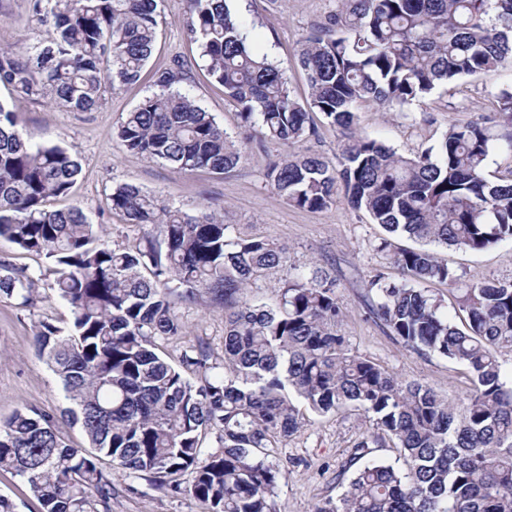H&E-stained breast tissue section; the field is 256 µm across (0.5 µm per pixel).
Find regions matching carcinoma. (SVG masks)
Listing matches in <instances>:
<instances>
[{
  "label": "carcinoma",
  "mask_w": 512,
  "mask_h": 512,
  "mask_svg": "<svg viewBox=\"0 0 512 512\" xmlns=\"http://www.w3.org/2000/svg\"><path fill=\"white\" fill-rule=\"evenodd\" d=\"M188 34L209 74L255 134L230 136L187 93L172 69L117 130L126 149L180 171L224 173L248 145L284 152L266 179L288 205L325 210L343 197L391 235L423 243L390 254L402 279L366 283L370 315L405 348L466 367L471 388L446 399L351 351L341 333L336 278L288 263V250L224 223V208L199 215L161 206L122 183L108 208L151 226L132 248L100 241L70 194L79 161L34 140L0 103V237L42 255L44 274L0 263V295L34 304L46 287L71 313L68 327L42 321L33 347L58 378L88 446L74 448L49 413L19 409L0 424V470L21 477L42 512H112L108 460L165 495L186 492L203 512H276L287 478L270 458L318 416L357 411L374 432L356 445L345 490L313 512H512V280L462 285L433 246L480 251L512 240V176L486 172L489 149L512 151V86L496 95L493 123L451 125L414 157L355 129L358 101L385 111L424 101L441 85L512 71V0H336L296 58L309 98L291 96L285 70L255 52L246 22L226 0H185ZM45 38L0 49V83L31 102L90 111L104 93L137 82L153 53L157 0H32ZM339 129L338 156L293 151L316 135L309 113ZM279 270L278 302L253 289ZM446 283L468 322L448 321L426 285ZM224 310V356L201 341L177 362L157 342L188 336L175 302ZM215 435L204 448L203 437ZM395 448L400 465L361 462L370 447ZM191 475L188 485L183 476Z\"/></svg>",
  "instance_id": "obj_1"
}]
</instances>
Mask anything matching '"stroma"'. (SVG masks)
I'll use <instances>...</instances> for the list:
<instances>
[{
    "label": "stroma",
    "instance_id": "35a3bbf8",
    "mask_svg": "<svg viewBox=\"0 0 512 512\" xmlns=\"http://www.w3.org/2000/svg\"><path fill=\"white\" fill-rule=\"evenodd\" d=\"M229 7L246 21L256 49L286 67L292 96L305 100L306 75L294 59L301 41L334 9V0H229ZM44 36L31 0H0V48L34 45ZM176 66L185 76L181 89L229 134L247 137L237 109L225 100L223 87L209 75L188 35L183 0H163L155 48L140 80L105 92L93 110L49 108L18 99L11 87L0 84V103L18 112L27 133L66 149L81 164L70 195L51 200L50 208L80 207L103 241L128 247L139 241L145 229L125 223L108 209L106 196L117 184L138 185L190 214L209 205L223 207L225 223L284 245L291 263L315 261L335 274L336 296L344 312L342 331L354 351L447 397L464 398L469 382L463 366L407 350L368 313L365 282L379 272L392 278L400 275L389 254L377 249L383 228L343 199L318 212L289 206L265 177L278 146L249 150L233 171L223 175L206 169L181 172L126 149L117 136L126 112L154 92L155 72ZM510 85L508 70L464 78L399 112L383 111L375 101L364 100L356 107V128L398 153L411 155L437 146L451 124L493 117L496 92ZM437 254L465 283L512 278L510 240L480 252L441 247ZM178 310L195 336L203 338L215 355H223V310L187 304ZM42 321L61 327L70 321L67 306L51 291H43L31 307L0 297V422L21 407L58 416L69 406L60 382L33 347L34 327ZM367 428L365 418L354 411L326 417L306 414L299 430L278 451L277 462L288 472L276 489L278 512H312L320 500L341 494L336 475L352 458ZM111 473L119 491L112 512H202L189 494L163 495L123 469L115 467Z\"/></svg>",
    "mask_w": 512,
    "mask_h": 512
}]
</instances>
